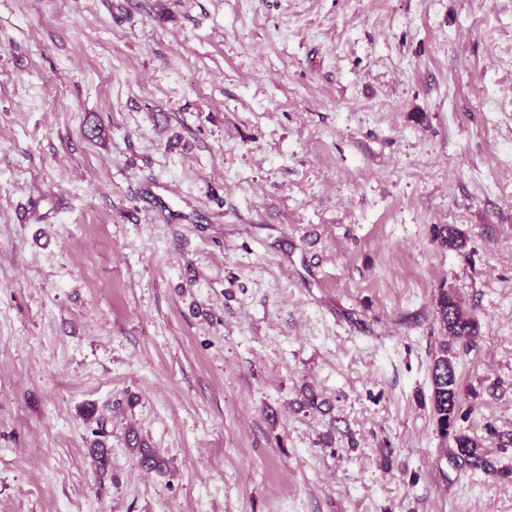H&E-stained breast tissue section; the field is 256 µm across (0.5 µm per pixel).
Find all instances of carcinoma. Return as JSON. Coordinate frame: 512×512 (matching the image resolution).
Masks as SVG:
<instances>
[{"label":"carcinoma","instance_id":"obj_1","mask_svg":"<svg viewBox=\"0 0 512 512\" xmlns=\"http://www.w3.org/2000/svg\"><path fill=\"white\" fill-rule=\"evenodd\" d=\"M438 313L447 335L472 339L477 336L478 325L474 318L463 311L460 304L448 293L441 295L438 301ZM433 415L438 430L444 436H452L456 446V456L473 469L495 470L479 448L477 442L466 434L455 431L456 411L460 405V383L456 377L452 360L448 357V347L441 349L432 370ZM128 446L132 449L140 467L147 470H161L166 467L165 460L144 439L131 429L128 431ZM97 473L105 475L111 465L109 449L102 440H97L91 448Z\"/></svg>","mask_w":512,"mask_h":512}]
</instances>
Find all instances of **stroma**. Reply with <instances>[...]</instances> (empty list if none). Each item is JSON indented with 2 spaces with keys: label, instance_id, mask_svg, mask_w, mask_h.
I'll return each instance as SVG.
<instances>
[{
  "label": "stroma",
  "instance_id": "1",
  "mask_svg": "<svg viewBox=\"0 0 512 512\" xmlns=\"http://www.w3.org/2000/svg\"><path fill=\"white\" fill-rule=\"evenodd\" d=\"M508 145L512 0H0V512H512ZM438 306L440 320L447 335L468 340L477 336L476 320L463 311L453 296L443 293ZM432 382L433 415L438 430L445 437L452 434L456 456L462 458L465 464L473 469L494 472V465L484 456L477 442L468 435L455 431L456 411L461 402V390L447 349H441V355L434 362ZM128 446L132 449L140 467L147 470H162L166 467L165 460L149 448L145 440L133 429L128 431Z\"/></svg>",
  "mask_w": 512,
  "mask_h": 512
}]
</instances>
